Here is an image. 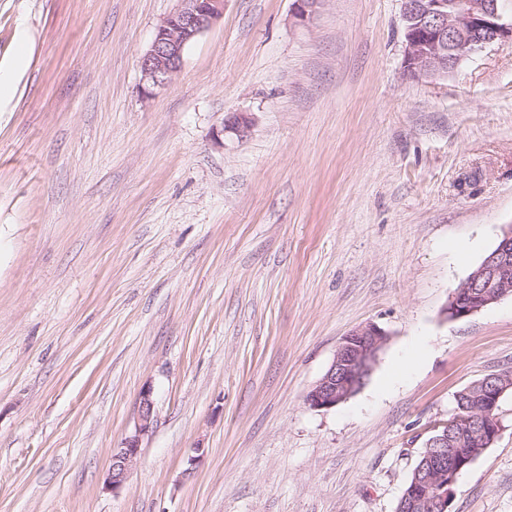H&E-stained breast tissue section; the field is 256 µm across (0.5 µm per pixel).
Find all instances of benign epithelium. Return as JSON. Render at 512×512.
I'll list each match as a JSON object with an SVG mask.
<instances>
[{"mask_svg":"<svg viewBox=\"0 0 512 512\" xmlns=\"http://www.w3.org/2000/svg\"><path fill=\"white\" fill-rule=\"evenodd\" d=\"M318 0H294V18L305 23L316 12ZM224 15V0H178V7L158 25L149 49L140 58L145 93L168 86L180 71L185 48ZM405 26V67L414 76L447 73L459 62L489 44L512 45V16H505L496 0H402ZM253 119L236 112L224 122L222 134L238 139L247 136ZM474 284L481 287L475 292ZM512 297V225L507 226L495 248L468 276V284L451 295L445 313L451 319L468 317L484 307ZM386 333L369 324L349 332L334 358L306 395L315 410H329L353 396L365 383ZM478 406L462 405L448 421L434 427L426 440L423 462L402 493L397 512H448L460 474L475 457L457 450L460 434L467 433L482 448L491 447L501 427L496 409L512 389V374H491L482 381ZM154 424L151 391L141 393L134 433L112 449L107 486L119 490L140 453L141 437Z\"/></svg>","mask_w":512,"mask_h":512,"instance_id":"7a95c632","label":"benign epithelium"}]
</instances>
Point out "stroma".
<instances>
[{
  "label": "stroma",
  "mask_w": 512,
  "mask_h": 512,
  "mask_svg": "<svg viewBox=\"0 0 512 512\" xmlns=\"http://www.w3.org/2000/svg\"><path fill=\"white\" fill-rule=\"evenodd\" d=\"M177 5L0 0V512H396L456 393L512 372V297L444 311L512 225V46L413 76L402 0H225L145 95ZM368 323L364 386L310 409ZM497 418L450 512H512V391ZM252 126L253 119L250 114L236 112L232 113L225 120L221 133L223 135L235 136L237 139H243L247 136ZM386 336L374 324L358 327L344 336L330 366L307 393L308 406L329 410L353 396L369 376ZM153 424V400L151 391L146 390L140 396L138 419L134 433L125 438L120 447L113 448L112 450V467L107 477V486L112 491L115 492L123 486L129 469L140 453L141 437L149 432Z\"/></svg>",
  "instance_id": "obj_1"
}]
</instances>
